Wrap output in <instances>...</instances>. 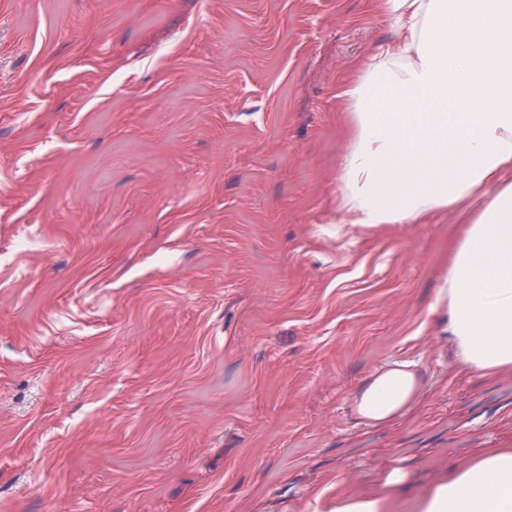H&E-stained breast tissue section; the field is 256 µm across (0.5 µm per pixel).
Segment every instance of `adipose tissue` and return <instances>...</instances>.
I'll use <instances>...</instances> for the list:
<instances>
[{"label":"adipose tissue","mask_w":512,"mask_h":512,"mask_svg":"<svg viewBox=\"0 0 512 512\" xmlns=\"http://www.w3.org/2000/svg\"><path fill=\"white\" fill-rule=\"evenodd\" d=\"M396 29L343 80L336 209L366 229L426 224L494 187L448 268L459 365L512 368V0H377ZM416 512H512V450L455 466Z\"/></svg>","instance_id":"1"}]
</instances>
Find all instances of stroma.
Listing matches in <instances>:
<instances>
[{"instance_id": "stroma-1", "label": "stroma", "mask_w": 512, "mask_h": 512, "mask_svg": "<svg viewBox=\"0 0 512 512\" xmlns=\"http://www.w3.org/2000/svg\"><path fill=\"white\" fill-rule=\"evenodd\" d=\"M394 34L369 0H0V512H415L512 450V369L430 310L457 211L336 212L338 86ZM399 357L402 412L347 415ZM387 508L384 497L356 495L339 502L334 512H387Z\"/></svg>"}]
</instances>
